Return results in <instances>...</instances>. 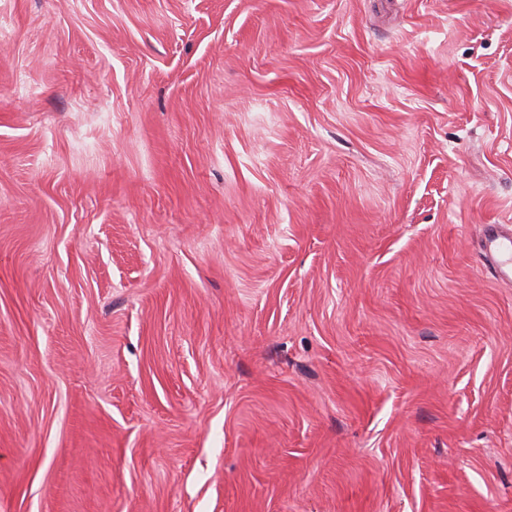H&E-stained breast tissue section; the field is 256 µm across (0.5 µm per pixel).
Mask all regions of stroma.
<instances>
[{"instance_id": "obj_1", "label": "stroma", "mask_w": 512, "mask_h": 512, "mask_svg": "<svg viewBox=\"0 0 512 512\" xmlns=\"http://www.w3.org/2000/svg\"><path fill=\"white\" fill-rule=\"evenodd\" d=\"M512 0H0V512H512ZM505 224H488L483 254L492 274L499 280H512V229L503 231Z\"/></svg>"}]
</instances>
